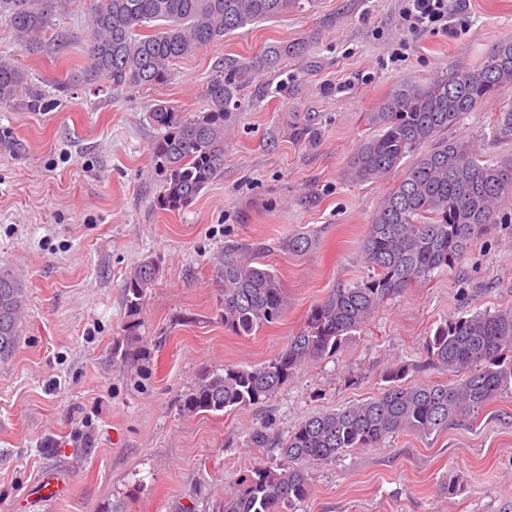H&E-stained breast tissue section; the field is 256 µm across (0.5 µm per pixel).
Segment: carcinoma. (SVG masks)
Instances as JSON below:
<instances>
[{
	"instance_id": "cac0c4a2",
	"label": "carcinoma",
	"mask_w": 512,
	"mask_h": 512,
	"mask_svg": "<svg viewBox=\"0 0 512 512\" xmlns=\"http://www.w3.org/2000/svg\"><path fill=\"white\" fill-rule=\"evenodd\" d=\"M299 0H95L83 56V78L114 89H140L168 81L172 64L224 42L236 29L288 14ZM52 0H0L10 26L27 46L40 42L49 25ZM306 50L305 42L269 45L248 63L217 67L200 112H184L160 101L147 114L157 134L150 156L164 180L158 203L170 211L190 205L224 171V126L230 105L256 75ZM512 85V38L493 44L474 66L451 65L434 79L395 86L367 123L379 134L352 158L355 181L379 180L407 156L413 163L382 198L362 244L370 276L332 289L312 306L303 327L268 361L250 368L224 366L203 375L184 399L187 413H219L260 403L305 364L340 348L388 300L436 270L455 267L482 235L501 204L512 200V155L483 159L465 140L446 137L462 116L478 111ZM25 98L31 110L45 97L30 88L26 70L0 59V107ZM493 136L512 141V104L492 118ZM305 143L317 138L314 119L293 129ZM316 245L308 233L288 237L283 247L306 252ZM159 265L145 259L124 282L129 316L142 311ZM224 328L250 336L285 315L288 296L278 275L257 257L229 245L217 259ZM26 305L25 288L0 269V358L15 350ZM429 364L454 379L431 384L405 380L408 367L384 374L378 395L311 415L288 436L263 427L253 431L257 448H276V467L257 466L237 487L224 492L223 512H294L310 495L304 463L331 460L344 452L376 448L403 432L430 436L471 417L512 392V309L479 312L440 324L427 343Z\"/></svg>"
}]
</instances>
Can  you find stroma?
Returning <instances> with one entry per match:
<instances>
[{"instance_id":"obj_1","label":"stroma","mask_w":512,"mask_h":512,"mask_svg":"<svg viewBox=\"0 0 512 512\" xmlns=\"http://www.w3.org/2000/svg\"><path fill=\"white\" fill-rule=\"evenodd\" d=\"M89 7L62 0L33 50L0 17V57L23 66L51 104L0 109V267L27 293L16 350L0 360V512H222L225 488L279 460L276 449L252 447L255 429L285 436L305 417L369 400L394 364L408 365L411 382L442 380L427 363L436 327L512 308L509 201L455 268L405 288L272 396L229 413L182 411L202 375L269 360L331 289L368 277L362 240L391 181L349 175L376 133L367 113L397 84L478 62L512 36V0H448L447 27L418 31L402 19L404 0H300L178 60L167 83L123 90L81 78ZM285 41L308 47L260 73L233 106L223 175L186 208H161L149 110L160 101L202 110L225 59ZM510 102L512 86L452 136L488 160L512 154L491 129ZM307 115L320 130L314 145L292 136ZM301 232L316 233V247L282 248ZM230 244L256 253L288 295L283 319L250 336L220 318L214 267ZM147 258L159 274L130 369L112 353L129 322L125 277ZM307 471L311 494L298 512H512V394L447 431L405 432ZM454 480L457 492L445 493Z\"/></svg>"}]
</instances>
